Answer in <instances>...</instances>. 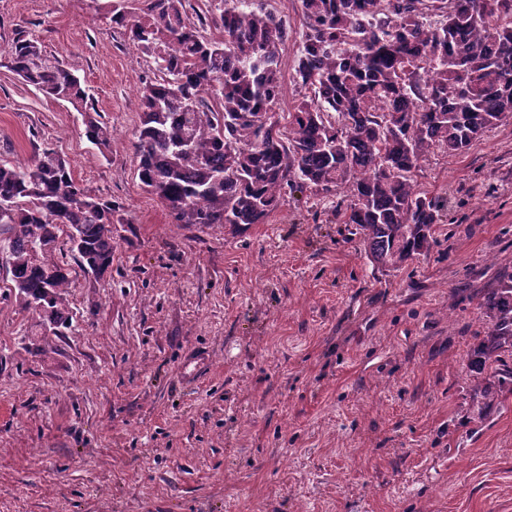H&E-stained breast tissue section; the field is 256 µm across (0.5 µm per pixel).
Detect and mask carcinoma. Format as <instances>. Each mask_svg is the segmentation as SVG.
Here are the masks:
<instances>
[{"label": "carcinoma", "instance_id": "cac0c4a2", "mask_svg": "<svg viewBox=\"0 0 512 512\" xmlns=\"http://www.w3.org/2000/svg\"><path fill=\"white\" fill-rule=\"evenodd\" d=\"M223 36L191 23L184 0H116L112 27L152 60L159 80L140 90L138 176L179 224H264L286 191L346 192L336 209L373 266L425 256L447 202L414 179L436 149L467 150L512 118V0H299L303 18L293 82L309 91L276 118L284 20L249 0H206ZM440 16L432 25L424 18ZM9 68L84 117L85 136L109 152L112 130L86 105L70 66L31 40L13 42ZM213 97L208 102L205 95ZM112 203L74 182L45 150L0 164V249L14 295L53 329L66 315L71 268L52 258L66 235L83 271L112 268ZM480 362L512 351V273L484 294Z\"/></svg>", "mask_w": 512, "mask_h": 512}]
</instances>
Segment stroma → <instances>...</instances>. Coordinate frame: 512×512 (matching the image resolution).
<instances>
[{"instance_id":"obj_1","label":"stroma","mask_w":512,"mask_h":512,"mask_svg":"<svg viewBox=\"0 0 512 512\" xmlns=\"http://www.w3.org/2000/svg\"><path fill=\"white\" fill-rule=\"evenodd\" d=\"M288 20V112L298 0ZM112 0H0V56L37 41L76 69L113 131L0 66V160L52 149L116 207L112 270L84 274L67 238L72 326L45 328L0 251V512H512V391L484 405L469 367L484 290L512 271V118L415 178L448 209L430 252L373 267L336 221L344 194L297 192L267 223H176L141 185L134 130L153 64ZM209 351L203 380L183 377ZM209 364L208 352L190 351L183 363V374L187 379L198 380L207 373Z\"/></svg>"}]
</instances>
